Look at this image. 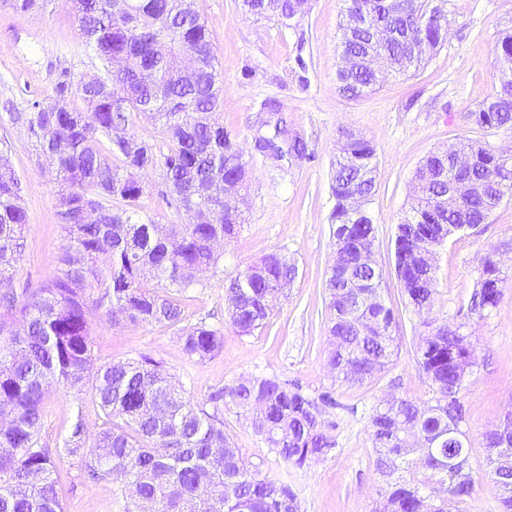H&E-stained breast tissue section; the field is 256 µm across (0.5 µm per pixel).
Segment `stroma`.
<instances>
[{
    "label": "stroma",
    "mask_w": 512,
    "mask_h": 512,
    "mask_svg": "<svg viewBox=\"0 0 512 512\" xmlns=\"http://www.w3.org/2000/svg\"><path fill=\"white\" fill-rule=\"evenodd\" d=\"M195 3L211 31L222 73L218 118L243 148L252 171L239 237L225 245L223 258L203 284L188 289L180 301L182 324L203 320L223 329L224 348L209 360L192 362L182 352L177 327L115 325L96 312L90 317L92 365L150 356L182 381L187 397L199 402L213 389L257 372L299 384L308 393L331 391L336 404L325 408L321 419L333 427L338 449L325 460L300 468L288 464L267 448L249 417L235 409L225 412L224 430L263 474L288 482L300 512H372L383 486L369 435L374 406L389 394L419 403L432 396L415 363V344L427 329L406 306L396 277L395 229L410 207L415 170L431 152L473 139L512 146V131H484L467 119L469 110L496 91V35L512 21V0H445L444 47L418 71L389 77L375 93L357 100L342 97L336 81L343 0H309L306 13L287 23L243 13L240 0ZM64 72L74 79L100 72L82 44L69 0H49L38 12L0 10V139L22 183L28 216L26 248L13 272L18 288L37 287L56 272L65 240L56 216L55 172L34 136L10 123L9 115L26 111L35 101H53ZM269 101L277 103L289 135L306 142L305 158H277L256 150V138L273 133L265 124ZM348 129L362 132L376 148L373 253L383 270L385 299L399 315L395 361L361 384L335 381L324 361L325 273L334 259L331 163L339 134ZM140 180L143 214L159 224L186 222L169 193L163 166L141 172ZM492 248L502 254L504 295L489 318L467 317L481 259ZM272 251L292 259L298 275L262 326L251 335H236L224 310L225 289ZM435 266L429 317L439 324L463 325L478 358L461 394L463 429L478 481L464 509L499 512L495 491L484 479L483 435L512 410V198H504L486 224L439 248ZM78 411L87 434L102 427L90 387L60 389L44 402L42 437L56 450L53 463L65 512H123L114 485L91 478L77 458L60 449Z\"/></svg>",
    "instance_id": "35a3bbf8"
}]
</instances>
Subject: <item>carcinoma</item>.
<instances>
[{
  "label": "carcinoma",
  "mask_w": 512,
  "mask_h": 512,
  "mask_svg": "<svg viewBox=\"0 0 512 512\" xmlns=\"http://www.w3.org/2000/svg\"><path fill=\"white\" fill-rule=\"evenodd\" d=\"M44 0H0V8L39 11ZM83 45L97 59L102 74L80 78L69 97L49 104L34 102L27 112H11L13 124L28 127L42 154H51L59 189L58 216L65 244L56 273L38 288H16L10 271L24 249L27 214L21 181L0 154V512H64L51 466L52 449L42 441L43 405L53 390L83 384L93 357L89 312H102L112 323L181 321V306L168 291L182 293L216 267L221 254L214 242H231L241 218L228 220L224 204L195 192L205 184L239 187L247 163L214 114L220 87L212 35L199 11L185 0H128L116 14L112 0H72ZM341 54L359 59L375 53L393 74L420 66L404 38L407 32L440 48L448 37V18L433 0H344ZM265 12L283 20L297 15V0H270ZM367 13L370 21L397 32L375 42L369 32L352 28ZM164 37L169 53L155 56L154 41ZM496 92L468 112L482 128L512 130V24L498 30ZM192 52L196 70L184 73L181 57ZM125 59L124 71L113 58ZM142 68L156 72L152 83L138 80ZM382 77L362 64L340 69L337 83L349 100L373 90ZM125 85L121 103L114 85ZM143 115L167 133L161 154L169 187L186 195L194 213L186 224H157L141 214L142 186L137 172L157 162L153 146L127 132L129 117ZM471 163L459 178L456 208L444 206L453 189L448 172L452 150H437L415 172L419 185L408 216L396 227L394 251L402 268L403 294L419 317L433 302L434 257L408 262L405 255L424 247L447 225V236L462 224L487 222L499 206L498 192L512 193V159L499 158L484 140L471 141ZM375 149L359 132H341L331 191L336 257L325 281L328 291L327 356L331 374L361 384L385 371L398 349L396 316L381 295L382 273L363 265L360 252L374 248L375 225L367 205L375 194ZM362 199L353 213V197ZM288 257L271 252L230 282L224 296L233 331L251 334L270 315L278 283L296 278ZM504 279L489 250L481 261L469 312L486 318L500 303ZM98 290L92 294V290ZM416 347L415 361L433 392L430 401L391 397L370 416L375 466L383 477L408 473L387 483L378 512H461L475 491L468 441L455 429L465 420L460 393L477 363L470 362L463 325L433 324ZM192 362L217 355L224 332L201 321L178 336ZM91 394L104 414L103 427L86 443L77 417L65 451L79 457L97 477L108 478L117 494H136L123 512H183L192 498L210 501L212 512H299L288 483L261 475L224 433V411L252 412L251 423L271 451L302 467L336 449V437L319 419L335 405L329 393L312 396L276 376L255 374L210 392L202 403L184 396L183 385L161 362L129 358L97 370ZM489 470L485 478L497 491L500 508L512 509V417L485 432Z\"/></svg>",
  "instance_id": "carcinoma-1"
}]
</instances>
